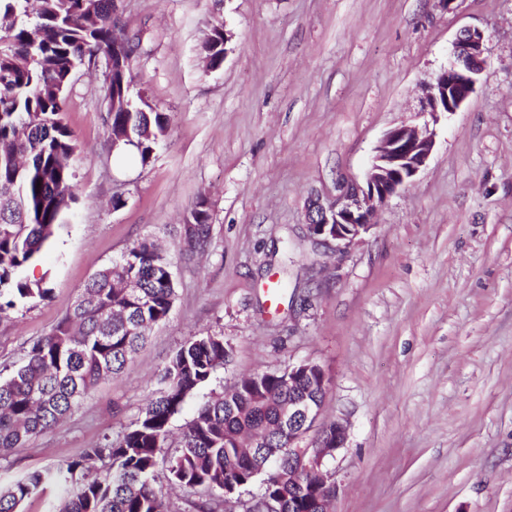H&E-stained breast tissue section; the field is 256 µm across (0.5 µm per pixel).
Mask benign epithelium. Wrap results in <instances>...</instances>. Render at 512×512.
I'll use <instances>...</instances> for the list:
<instances>
[{
  "instance_id": "1",
  "label": "benign epithelium",
  "mask_w": 512,
  "mask_h": 512,
  "mask_svg": "<svg viewBox=\"0 0 512 512\" xmlns=\"http://www.w3.org/2000/svg\"><path fill=\"white\" fill-rule=\"evenodd\" d=\"M453 61L430 80L423 82L417 114L431 120L421 125H400L388 130L375 147L371 164L361 182L342 180L338 193L330 200L309 201V233L325 243L336 244L344 252L373 228L378 208L411 184L425 167L435 144L433 125L440 113L458 111L472 96L486 72L484 35L478 28L460 29L452 44ZM324 373L319 365L301 362L288 367V405L281 412L288 425V487L298 479L312 483L314 508L319 509L328 492L324 459L344 447L346 427L331 422L318 430L313 447L303 448L300 441L315 429L320 409L310 391L299 388L301 382Z\"/></svg>"
}]
</instances>
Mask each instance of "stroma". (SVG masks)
I'll list each match as a JSON object with an SVG mask.
<instances>
[{"label": "stroma", "instance_id": "1", "mask_svg": "<svg viewBox=\"0 0 512 512\" xmlns=\"http://www.w3.org/2000/svg\"><path fill=\"white\" fill-rule=\"evenodd\" d=\"M140 39L135 90L169 118L148 163L113 152L103 65L82 64L64 121L78 144L77 201L29 278L49 299L0 318V377L50 332L98 270L161 240L177 297L145 347L55 429L0 458V485L115 439L193 336H223L224 368L171 424L238 378L309 361L331 380L321 423L331 512H512V0H120ZM222 20L220 69L201 42ZM484 34L488 68L444 113L407 189L345 252L312 238L308 197L362 178L382 135L411 122L457 31ZM212 240L181 260L199 195ZM283 293L271 292L274 283Z\"/></svg>", "mask_w": 512, "mask_h": 512}]
</instances>
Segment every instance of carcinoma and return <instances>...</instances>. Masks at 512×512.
<instances>
[{"mask_svg": "<svg viewBox=\"0 0 512 512\" xmlns=\"http://www.w3.org/2000/svg\"><path fill=\"white\" fill-rule=\"evenodd\" d=\"M118 0H0V315L29 310L49 298L45 278L31 280L45 243L76 197L77 146L61 120L77 66L105 62L107 112L114 135L134 140L141 163L151 159L168 116L132 99L137 45L117 41ZM201 53L211 69L224 63V24L213 22ZM209 200L198 197L182 225V255L211 242ZM171 263L151 238L129 247L90 278L73 306L29 347L22 363L0 379V457L26 446L74 414L102 379L122 372L165 321L175 302ZM229 358L224 337L192 336L159 374V396L118 439L0 487V512H21L25 500L61 492L49 512H171L156 485L165 464L170 487L198 489L224 503L261 479L244 512H288V431L279 411L288 403V370L238 380L186 423L177 453L161 458L173 417Z\"/></svg>", "mask_w": 512, "mask_h": 512, "instance_id": "1", "label": "carcinoma"}]
</instances>
